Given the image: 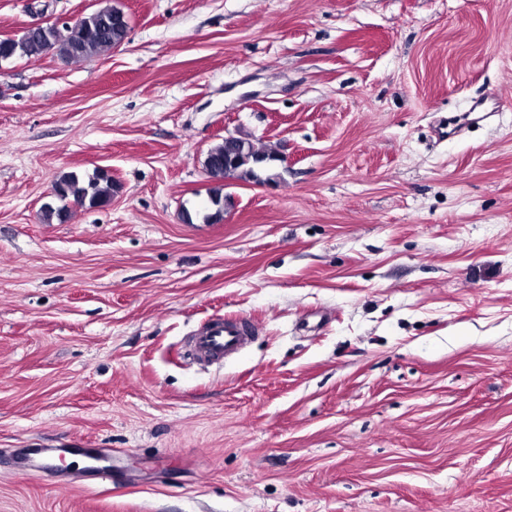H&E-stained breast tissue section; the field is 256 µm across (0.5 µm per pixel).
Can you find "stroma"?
<instances>
[{"label":"stroma","mask_w":512,"mask_h":512,"mask_svg":"<svg viewBox=\"0 0 512 512\" xmlns=\"http://www.w3.org/2000/svg\"><path fill=\"white\" fill-rule=\"evenodd\" d=\"M107 5L122 46L0 69V512H512V0H0V38ZM228 132L274 181L207 223ZM221 317L256 333L200 366ZM55 186L59 187V197L64 201L72 197L74 202L89 207H100L112 199L114 184L112 176L97 170L92 176H83L77 172L64 175Z\"/></svg>","instance_id":"1"}]
</instances>
